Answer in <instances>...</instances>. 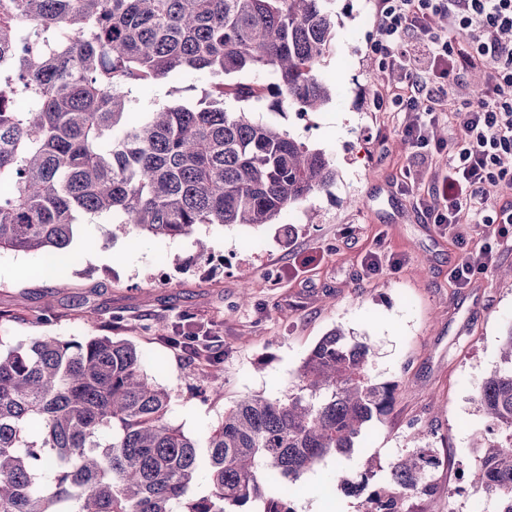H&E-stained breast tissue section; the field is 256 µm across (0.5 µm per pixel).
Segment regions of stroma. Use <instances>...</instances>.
Wrapping results in <instances>:
<instances>
[{"mask_svg": "<svg viewBox=\"0 0 512 512\" xmlns=\"http://www.w3.org/2000/svg\"><path fill=\"white\" fill-rule=\"evenodd\" d=\"M380 2L334 0L336 30L317 68L336 87L331 102L316 112H257L326 152L336 165L329 191L291 206L275 224L203 226L175 240L82 224L52 273L41 256L1 251L0 343L40 335L129 341L148 375L170 391V422L198 438L244 396L283 397L315 344L343 328L370 345L375 381L398 382L396 400L351 457H327L294 484V512H359L361 499L341 492L340 475L371 462L384 480L421 440L440 463L432 494L410 498V512H496L480 486L459 492L455 478L480 463L478 391L499 366L502 335L512 326V280L499 275L512 268V235L496 224L462 225L473 243L491 244L493 260L470 285H455L451 273L463 251L419 202L448 155L432 144H405L404 113L380 98L377 75L387 69L373 50ZM206 86L204 75L190 72L135 96L142 109L193 105ZM202 243L223 264L199 258ZM371 255L382 263L375 273L364 265ZM161 324L168 336L156 334ZM189 331L209 337L219 353L218 379L168 340Z\"/></svg>", "mask_w": 512, "mask_h": 512, "instance_id": "1", "label": "stroma"}]
</instances>
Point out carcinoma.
<instances>
[{
  "label": "carcinoma",
  "mask_w": 512,
  "mask_h": 512,
  "mask_svg": "<svg viewBox=\"0 0 512 512\" xmlns=\"http://www.w3.org/2000/svg\"><path fill=\"white\" fill-rule=\"evenodd\" d=\"M333 0H0V251L54 258L75 226L112 216L157 238L200 225L275 224L328 190L333 162L252 110L316 112L335 87ZM209 82L196 106L154 107L129 122L133 87L183 72ZM257 72L264 82H231ZM370 346L333 329L310 351L296 391L248 395L204 439L168 420L171 393L131 343L33 336L0 352V512H292L288 487L328 456L350 455L387 415L398 384L369 375ZM471 474L512 512V325L502 366L484 379ZM438 464L426 444L368 485L364 512H407ZM205 496L191 495L199 480Z\"/></svg>",
  "instance_id": "cac0c4a2"
}]
</instances>
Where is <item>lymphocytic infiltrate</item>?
Listing matches in <instances>:
<instances>
[{
	"label": "lymphocytic infiltrate",
	"instance_id": "f902f5d3",
	"mask_svg": "<svg viewBox=\"0 0 512 512\" xmlns=\"http://www.w3.org/2000/svg\"><path fill=\"white\" fill-rule=\"evenodd\" d=\"M440 13L447 29L430 34L429 19ZM376 26L374 49L386 58H405L411 35L429 38L428 65L408 70L407 93L394 96L410 114L408 143L427 147L424 117L445 112L455 125L448 169L423 199L424 213L452 227L491 210L498 223L512 224V201L492 206L486 196L489 185L507 178L501 158L512 153V41L502 38L512 31V0H382ZM475 68L489 72L490 88L459 106L455 80Z\"/></svg>",
	"mask_w": 512,
	"mask_h": 512
}]
</instances>
